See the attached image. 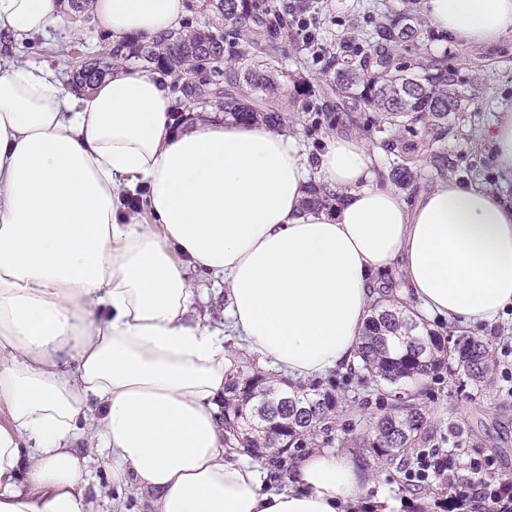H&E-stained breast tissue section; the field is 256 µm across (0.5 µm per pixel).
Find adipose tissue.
Instances as JSON below:
<instances>
[{
	"label": "adipose tissue",
	"mask_w": 512,
	"mask_h": 512,
	"mask_svg": "<svg viewBox=\"0 0 512 512\" xmlns=\"http://www.w3.org/2000/svg\"><path fill=\"white\" fill-rule=\"evenodd\" d=\"M455 41L512 34V0H424ZM57 0H0V34L44 33ZM115 40L179 26L183 0H95ZM167 80L120 65L88 97L43 66L0 63V512H86L79 439L156 512H359L357 460L317 451L295 486L227 452L225 334L286 377L352 362L398 270L399 306L494 323L512 306V201L470 181L406 201L377 151L285 127H175ZM338 197L304 206L310 183ZM221 280L226 328L196 315L191 273Z\"/></svg>",
	"instance_id": "ef3b65f1"
}]
</instances>
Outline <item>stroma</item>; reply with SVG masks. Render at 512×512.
Listing matches in <instances>:
<instances>
[{"instance_id":"obj_1","label":"stroma","mask_w":512,"mask_h":512,"mask_svg":"<svg viewBox=\"0 0 512 512\" xmlns=\"http://www.w3.org/2000/svg\"><path fill=\"white\" fill-rule=\"evenodd\" d=\"M307 5L318 20V43L334 51L346 44L357 19L402 8L403 0H307ZM74 44L81 46L85 58L99 59L111 55L113 40L97 20H76L65 10L46 34L0 46V58L44 65L66 77L70 69L60 51ZM408 55L447 56L449 68L471 80L473 88L464 110L449 116L447 134L440 136L436 131L418 128L416 139L420 146L413 162L420 178L416 188L403 190V197L414 199L417 190L438 181L430 164L435 150L447 152L449 178L470 180L511 196L512 181L503 180L498 174L492 145L484 133L497 121L499 112L512 108V35L492 48L425 39L410 48ZM373 120V113L368 111L356 112L354 119H347L337 111L334 98L329 97L315 100L307 113H289L287 124L314 150L327 136L336 133L366 138L379 149V176L388 184L395 160L384 149V136L376 132ZM501 365L500 371L479 385L463 380L461 375L443 372L437 383L429 384L421 405L433 429L435 447L455 448L457 455L466 460L494 456L501 473L512 476V380L503 375L504 370L512 369V356L502 359ZM322 384L341 397L343 406L328 432V449L357 456L352 439L361 433L366 420L384 410L387 400L380 397L373 379L360 370L332 371L323 377ZM78 449L89 459L86 512H154L152 493L133 482L123 486L113 483L95 443L80 441ZM402 485V471L393 467L370 468L366 472L364 498L372 500L384 490L400 502V512H448L447 505H435L429 487L405 493Z\"/></svg>"}]
</instances>
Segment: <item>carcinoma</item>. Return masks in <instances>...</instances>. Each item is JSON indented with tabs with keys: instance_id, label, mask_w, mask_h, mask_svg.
Here are the masks:
<instances>
[{
	"instance_id": "1",
	"label": "carcinoma",
	"mask_w": 512,
	"mask_h": 512,
	"mask_svg": "<svg viewBox=\"0 0 512 512\" xmlns=\"http://www.w3.org/2000/svg\"><path fill=\"white\" fill-rule=\"evenodd\" d=\"M200 9L204 17L194 25L157 39L116 43L112 61L82 66L76 81L91 87L110 64L134 59L185 78L174 86L183 112L215 107L233 119L282 125L279 78L288 74L281 71V62L300 5L288 0H202ZM425 33L424 20L410 10L391 12L375 25L372 52L352 54L317 86L293 83V98L303 109L310 97L336 95L353 109L375 112L376 122L408 132L418 125L446 124L448 114L462 111L465 102L456 72L444 58L430 57L415 66L402 61V52L418 45ZM229 44L240 46L232 56L226 55ZM385 147L398 158L413 151L403 137L385 141ZM393 175L401 186L418 177L405 163L394 167ZM451 355L458 371L476 384L486 382L494 364L492 341L468 336L450 347L442 333L399 312L392 301L374 308L357 347L361 368L389 385H423ZM340 405L338 395L317 383L295 385L253 364L232 363L224 386V430L234 436L236 447L250 454L263 450L279 467L290 450L306 447L317 432L330 428ZM366 431L359 438L364 468L406 462L411 450L431 442L427 419L412 393L394 395L388 411Z\"/></svg>"
}]
</instances>
